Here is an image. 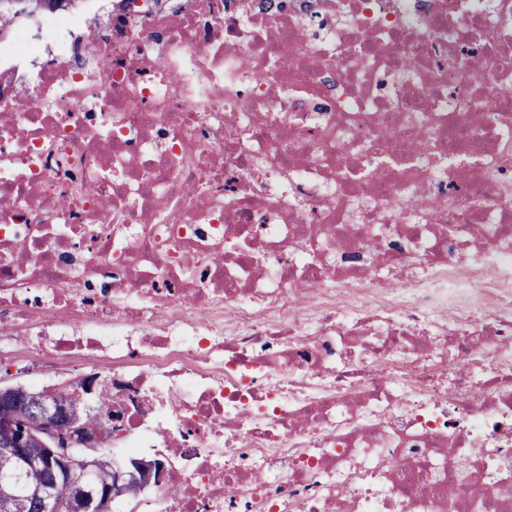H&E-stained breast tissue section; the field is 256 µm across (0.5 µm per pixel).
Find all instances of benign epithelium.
<instances>
[{
    "label": "benign epithelium",
    "instance_id": "benign-epithelium-1",
    "mask_svg": "<svg viewBox=\"0 0 512 512\" xmlns=\"http://www.w3.org/2000/svg\"><path fill=\"white\" fill-rule=\"evenodd\" d=\"M72 4L74 0H0V27L21 15L31 17ZM82 386L78 402L53 389L35 391L22 383L0 381V457L15 466L11 478L0 481V493L17 512H107L112 502L136 497L161 481V471L146 460L131 467L117 463L109 478L102 476L99 456L124 412L112 403L91 405L98 395L97 376H85ZM45 458L55 461L53 481L31 493L23 475ZM63 478L69 493L60 500L55 487Z\"/></svg>",
    "mask_w": 512,
    "mask_h": 512
}]
</instances>
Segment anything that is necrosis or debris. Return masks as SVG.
I'll return each instance as SVG.
<instances>
[{"mask_svg": "<svg viewBox=\"0 0 512 512\" xmlns=\"http://www.w3.org/2000/svg\"><path fill=\"white\" fill-rule=\"evenodd\" d=\"M0 335L111 374L149 512H512V0L18 22Z\"/></svg>", "mask_w": 512, "mask_h": 512, "instance_id": "necrosis-or-debris-1", "label": "necrosis or debris"}]
</instances>
